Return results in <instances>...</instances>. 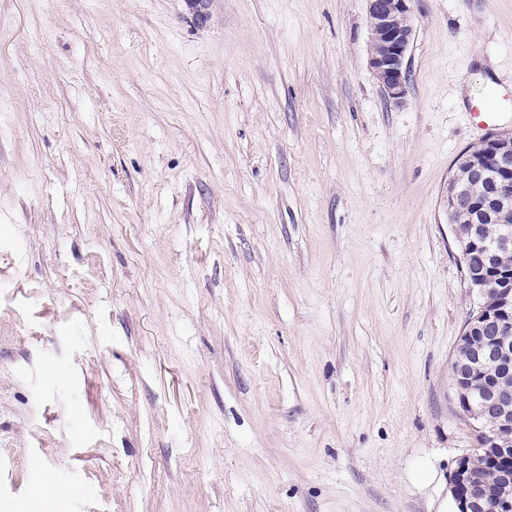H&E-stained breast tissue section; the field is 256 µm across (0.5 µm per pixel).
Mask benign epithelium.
<instances>
[{"label": "benign epithelium", "mask_w": 512, "mask_h": 512, "mask_svg": "<svg viewBox=\"0 0 512 512\" xmlns=\"http://www.w3.org/2000/svg\"><path fill=\"white\" fill-rule=\"evenodd\" d=\"M412 0H367L369 66L386 101L400 105L408 93L406 57L415 38ZM462 152L457 167L481 186L488 184L493 207L453 173L448 181V213L472 210L481 224H455L454 237L467 288L480 297L454 356L453 389L464 415L479 422L488 441L483 461L464 454L450 480L455 512H512V282L494 284L485 274L512 254V130L491 131ZM500 228L489 238L485 223ZM483 265L473 262L474 254Z\"/></svg>", "instance_id": "obj_1"}]
</instances>
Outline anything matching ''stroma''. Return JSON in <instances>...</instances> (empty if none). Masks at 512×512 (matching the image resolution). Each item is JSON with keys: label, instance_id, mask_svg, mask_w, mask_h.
Masks as SVG:
<instances>
[{"label": "stroma", "instance_id": "35a3bbf8", "mask_svg": "<svg viewBox=\"0 0 512 512\" xmlns=\"http://www.w3.org/2000/svg\"><path fill=\"white\" fill-rule=\"evenodd\" d=\"M0 0V512H455L444 211L512 0ZM412 0H367L369 66L386 101L400 105L408 93L406 57L415 38Z\"/></svg>", "mask_w": 512, "mask_h": 512}]
</instances>
